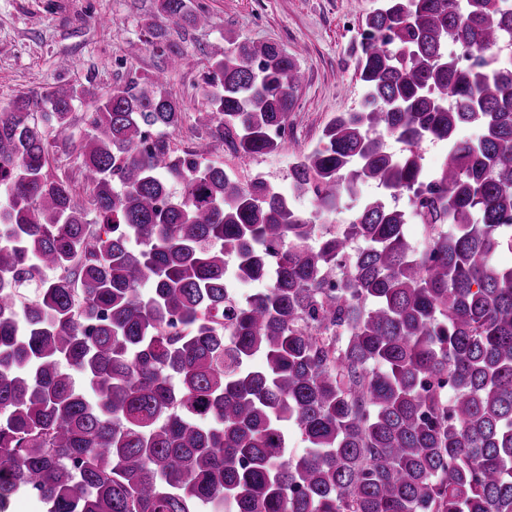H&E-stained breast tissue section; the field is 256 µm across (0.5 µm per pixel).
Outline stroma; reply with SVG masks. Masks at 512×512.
I'll list each match as a JSON object with an SVG mask.
<instances>
[{"mask_svg": "<svg viewBox=\"0 0 512 512\" xmlns=\"http://www.w3.org/2000/svg\"><path fill=\"white\" fill-rule=\"evenodd\" d=\"M193 2L208 18L205 26L166 24L175 52L192 59L191 66L175 67L147 34L150 24L163 22L157 0H0V105L19 94L36 96L54 85L80 82L93 95L77 103L79 116L93 111L98 98L129 72L158 76L185 110L171 141L188 149L199 134L195 115L205 108L203 77L212 57L224 50L225 31L232 30L295 54L307 79L295 92L289 147L241 161L216 142L211 156L242 176L253 168L264 171L288 189L294 152L315 147L326 123L360 101L356 30L376 0Z\"/></svg>", "mask_w": 512, "mask_h": 512, "instance_id": "stroma-1", "label": "stroma"}]
</instances>
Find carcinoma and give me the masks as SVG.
Instances as JSON below:
<instances>
[{"label": "carcinoma", "instance_id": "cac0c4a2", "mask_svg": "<svg viewBox=\"0 0 512 512\" xmlns=\"http://www.w3.org/2000/svg\"><path fill=\"white\" fill-rule=\"evenodd\" d=\"M158 11L207 24L188 0ZM509 46L501 0H378L360 24V103L295 154L288 193L209 157L212 142L241 159L285 148L299 66L276 43L224 33L191 150L169 137L182 104L135 72L78 137L82 83L1 108L0 500L512 512ZM426 141L446 145L433 168ZM62 149L87 206L50 169ZM369 184L350 223L319 231ZM287 425L308 452L287 454Z\"/></svg>", "mask_w": 512, "mask_h": 512}]
</instances>
